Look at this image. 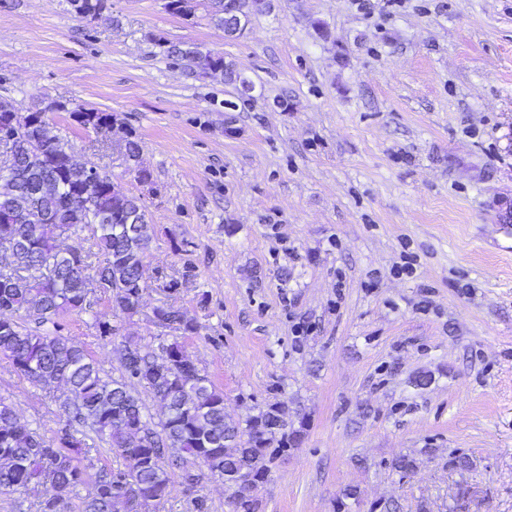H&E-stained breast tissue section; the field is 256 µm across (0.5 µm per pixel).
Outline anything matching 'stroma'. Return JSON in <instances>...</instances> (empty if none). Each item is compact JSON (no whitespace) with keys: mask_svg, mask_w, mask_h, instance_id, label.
<instances>
[{"mask_svg":"<svg viewBox=\"0 0 512 512\" xmlns=\"http://www.w3.org/2000/svg\"><path fill=\"white\" fill-rule=\"evenodd\" d=\"M370 3L272 0L230 39L209 0L191 18L109 0L92 21L68 0H0V98L49 106L78 160L143 198L147 279L193 270L174 293L146 289L120 335L94 328L112 317L98 294L63 333L115 376L124 337L169 338L155 307L194 317L184 344L226 416L281 402L306 422L259 512H512V0ZM170 43L222 54L251 99ZM77 107L119 125L82 129ZM129 132L151 186L118 147ZM0 398L42 432L66 422L1 357ZM228 501L176 474L142 512Z\"/></svg>","mask_w":512,"mask_h":512,"instance_id":"stroma-1","label":"stroma"}]
</instances>
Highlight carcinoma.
I'll list each match as a JSON object with an SVG mask.
<instances>
[{"instance_id": "1", "label": "carcinoma", "mask_w": 512, "mask_h": 512, "mask_svg": "<svg viewBox=\"0 0 512 512\" xmlns=\"http://www.w3.org/2000/svg\"><path fill=\"white\" fill-rule=\"evenodd\" d=\"M72 10L96 19L107 0H69ZM167 54L186 62L204 77L216 72L237 85L248 79L218 53L173 44ZM46 109L12 113L19 129L8 171L0 169V214L10 211L19 222L0 223V354L31 383L66 388L74 399L60 408L67 424L52 437L19 422L12 407L0 401V492H33L49 485L56 494L39 502L38 512H64V495L84 484L94 466L85 437L107 438L124 469L101 468L82 498V512H120V478L143 494L163 499L171 472L193 459L212 477L226 481L249 472L258 482L268 463L298 442L305 422L290 427L280 403L269 404L235 422L224 414V391L192 363L185 370L172 357L186 352L183 338L197 325L170 304L153 310L156 322L179 335L157 346L125 337L120 376H108L85 349L62 334L61 319L91 309L90 295L107 297L112 317L139 313L147 288L145 259L154 225L141 197L123 190L104 174L89 183L86 167L75 161L70 144L45 128ZM84 129L110 132L117 118L94 109L71 111ZM129 169L151 180L141 166L140 140L127 134L123 144ZM91 229L92 248L82 251L65 241ZM35 327H30L29 323ZM159 403L161 416L146 420L138 388Z\"/></svg>"}]
</instances>
